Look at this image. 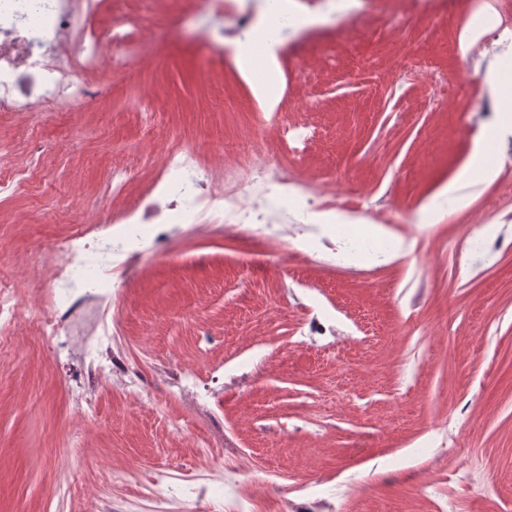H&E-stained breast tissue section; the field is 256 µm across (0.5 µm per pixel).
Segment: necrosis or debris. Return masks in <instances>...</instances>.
I'll return each instance as SVG.
<instances>
[{
	"label": "necrosis or debris",
	"instance_id": "necrosis-or-debris-1",
	"mask_svg": "<svg viewBox=\"0 0 512 512\" xmlns=\"http://www.w3.org/2000/svg\"><path fill=\"white\" fill-rule=\"evenodd\" d=\"M112 0H0V112L28 123L36 112L79 111L99 90L94 77L110 70L130 31H149L148 18L112 8ZM155 179L132 195V166H112L103 175L107 199H78L76 224L41 252L50 268L37 303H24L13 283L0 279V352L12 348L20 327L46 341L65 337L73 354H82L109 326L100 315L112 300L124 298L132 266L146 244L163 248L178 235L223 233L226 224L270 225L267 201L277 190L284 208H298L288 192L286 156L266 152L255 140L242 163H225L216 175L200 158L196 144L166 132L155 140ZM36 142L0 141V194L28 190L36 175L29 160ZM111 206L112 221L100 213ZM122 392L134 404L156 400L151 371L121 351L84 371L79 401L91 403L102 390ZM220 422L212 420L203 441L216 446L207 474H171L147 464L133 465L134 483L151 492L150 512H254V499L240 492L247 469L243 454L217 447Z\"/></svg>",
	"mask_w": 512,
	"mask_h": 512
}]
</instances>
